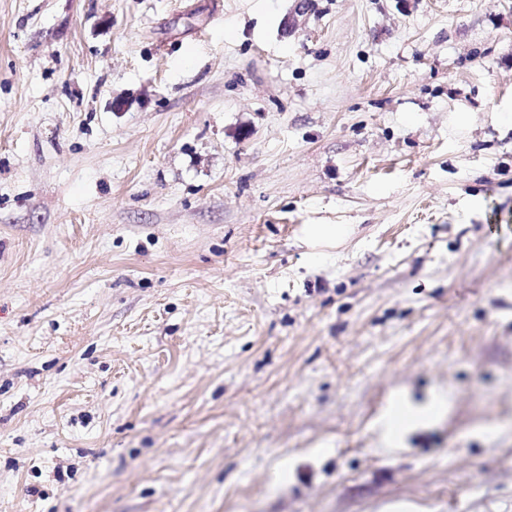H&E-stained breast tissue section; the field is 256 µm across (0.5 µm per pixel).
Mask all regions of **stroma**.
Instances as JSON below:
<instances>
[{
	"mask_svg": "<svg viewBox=\"0 0 512 512\" xmlns=\"http://www.w3.org/2000/svg\"><path fill=\"white\" fill-rule=\"evenodd\" d=\"M297 3L0 0V512H512V0Z\"/></svg>",
	"mask_w": 512,
	"mask_h": 512,
	"instance_id": "1",
	"label": "stroma"
}]
</instances>
